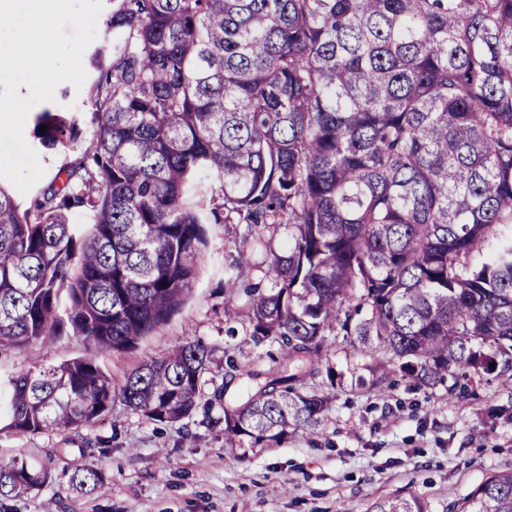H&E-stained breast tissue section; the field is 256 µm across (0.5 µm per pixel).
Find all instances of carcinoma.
<instances>
[{
  "mask_svg": "<svg viewBox=\"0 0 512 512\" xmlns=\"http://www.w3.org/2000/svg\"><path fill=\"white\" fill-rule=\"evenodd\" d=\"M98 59L90 144L66 112L35 120L75 158L23 209L0 186V352L68 332L127 352L193 291L205 224H240L224 262V323L277 347L266 369L187 340L117 385L91 357L21 371L5 428L78 429L116 403L159 423L199 406L224 437L275 447L319 431L302 388L341 342L394 377L447 386L458 371L512 385V0H116ZM47 125L45 134L38 127ZM89 218L83 236L69 215ZM271 286L245 288L255 253ZM51 479L0 462V498ZM81 490L104 488L94 466ZM368 512H434L394 495ZM442 512H512V469Z\"/></svg>",
  "mask_w": 512,
  "mask_h": 512,
  "instance_id": "obj_1",
  "label": "carcinoma"
}]
</instances>
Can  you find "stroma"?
<instances>
[{"mask_svg":"<svg viewBox=\"0 0 512 512\" xmlns=\"http://www.w3.org/2000/svg\"><path fill=\"white\" fill-rule=\"evenodd\" d=\"M95 78L91 70L82 88L59 84L54 101L38 104V111L73 113L82 137H90ZM34 126L27 118L24 136L38 149L45 173L29 193L17 194L25 206L73 157L66 149L40 148ZM206 230L200 276L181 312L132 351L95 354L114 380L188 339L213 350L208 394L225 382V347H233L241 365H271L268 346L225 333L224 260L239 227L210 224ZM89 353L79 337L57 336L0 354V378ZM329 361L335 386L318 375L305 377L308 393L329 400L319 433L292 434L274 448L228 447L223 427L209 425L200 411L159 425L120 405L76 431L2 430L0 459L22 458L47 469L52 481L28 496L0 500V512H367L377 498L398 491L425 498L440 512L490 473L512 468V388L490 376L473 382L460 375L452 397L445 388L416 389L402 379L380 394L355 383L366 372L362 355L338 345ZM228 385L240 393V381ZM87 446L93 455H84ZM91 463L104 475V493H81L70 483Z\"/></svg>","mask_w":512,"mask_h":512,"instance_id":"35a3bbf8","label":"stroma"}]
</instances>
